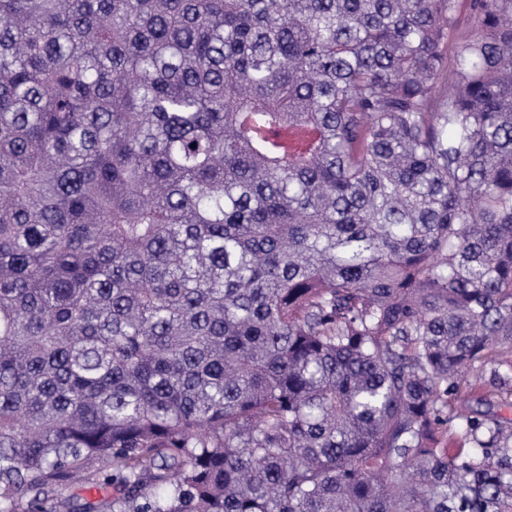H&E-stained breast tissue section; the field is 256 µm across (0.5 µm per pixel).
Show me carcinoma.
I'll list each match as a JSON object with an SVG mask.
<instances>
[{"label":"carcinoma","mask_w":512,"mask_h":512,"mask_svg":"<svg viewBox=\"0 0 512 512\" xmlns=\"http://www.w3.org/2000/svg\"><path fill=\"white\" fill-rule=\"evenodd\" d=\"M488 365L512 0H0V512H512Z\"/></svg>","instance_id":"cac0c4a2"}]
</instances>
